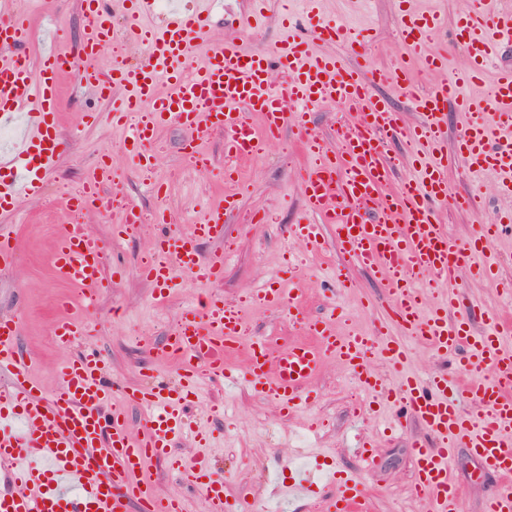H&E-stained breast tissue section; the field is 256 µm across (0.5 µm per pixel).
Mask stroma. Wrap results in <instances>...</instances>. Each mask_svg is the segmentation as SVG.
Segmentation results:
<instances>
[{
	"label": "stroma",
	"mask_w": 512,
	"mask_h": 512,
	"mask_svg": "<svg viewBox=\"0 0 512 512\" xmlns=\"http://www.w3.org/2000/svg\"><path fill=\"white\" fill-rule=\"evenodd\" d=\"M412 6L435 12L444 21L441 34L429 43V50L447 54L451 67L463 65L462 53L455 44L456 24L459 15L471 8V0H413ZM8 7L28 19L31 40L23 52L31 59H38L53 45L72 53L78 51L81 0H8ZM281 13V0H266L259 25L243 38L242 47L270 52L284 41L295 39L308 41L316 51L323 47L314 38L320 17L347 23L355 31L365 32L364 57L350 56L347 47L339 42L332 44V51L347 56L349 64L355 66L390 69L405 62L408 81H390L377 93L407 122H421V114L411 108L409 94L426 91L434 78L424 73L416 56L404 53L398 0H372L368 5L363 0H322L320 13L309 15L296 10L290 26L283 24ZM58 94L62 108L53 121L69 149L47 178L49 195L21 200L12 218L18 239L16 261L11 270H0V316H19L20 347L31 359L33 374L44 390L52 389L65 361L89 346L104 355L112 380L121 385L133 387L151 379L176 381L177 369L163 354L167 340L164 321L182 313L200 296L218 295L241 304L249 336L270 338L275 347L302 338V327L291 321L287 312L249 300L272 277L282 288L303 289L306 316L314 319L331 315L338 334L355 331L373 336L382 328L388 335L400 336V328L387 319L389 307L378 274L357 267L351 258L343 256L331 237V228L323 230L327 241L322 250L300 246L294 261H287V230L308 215L299 174L313 163L294 128H285L264 154L238 162L239 180L229 187L224 182L227 160L220 133L198 142V150L207 155L211 165L210 171L200 172L185 156L186 136L180 126L162 127L152 147L154 168L145 181L122 151L125 128L112 125L104 116L109 103L99 99L73 72L61 78ZM286 151L291 154L287 165L281 161ZM105 163L111 164L113 177L122 180L131 203L143 211L166 208L171 221L140 225L133 235L116 242L112 239V226L119 223V213L83 214V224L108 248L105 275L112 285L99 291L91 306L79 308L88 331L62 347L52 335V325L60 314L59 300L72 294L74 287L55 275L52 249L61 225L69 219L65 201L72 188ZM153 183L161 185V195L150 191ZM229 188L238 192L240 201L224 218L223 238L200 245L205 253L223 252L222 280L182 277L180 288L174 289L166 304L156 305L152 284L138 274L151 242L163 233L188 231L206 208L222 203ZM448 190L453 195L473 193L479 198V209L474 213L449 205L439 208L440 220L450 238L459 242L466 240L477 224L498 220L512 211V195L501 194L493 179L486 177L481 183H474L461 178L453 165L448 168ZM254 213L260 215V222H247V215ZM331 264L340 270L339 278L326 275ZM347 277L352 278L353 287H344ZM456 287L464 304L473 308V333L484 331L485 310L512 315V299L470 273H462ZM407 347L408 354L401 365L389 366L372 353L367 360L369 368L391 387L408 374L422 380L442 374L452 380L459 377L460 362L467 354L463 348L447 354L438 352L420 339L409 340ZM355 384L352 373L336 357H326L309 383L314 404L292 414L258 393L243 378L230 386H205L204 399H191L186 411L193 424L209 429L212 439L205 447L191 438L181 439L173 453L204 461L209 476L223 480L228 495L245 491L261 499L273 497L270 480L283 473L286 462L307 460L309 450L318 448L331 453L345 473L361 474L371 497V512H426V504L411 496L415 467L410 444L417 438L431 441L430 432L412 417L397 418L390 402L374 405L370 414H362L349 398ZM213 405L223 406V415H211L209 408ZM395 418L402 423L401 432L383 435L385 422ZM369 437L375 441L380 465L364 473L360 470L358 444ZM454 455L453 478L460 490V512H484L485 501L500 487V480L486 472L466 449L455 448ZM146 475L160 496H189L194 500L195 512H208L205 499L181 482L168 461H152Z\"/></svg>",
	"instance_id": "stroma-1"
}]
</instances>
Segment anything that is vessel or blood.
Listing matches in <instances>:
<instances>
[{
  "instance_id": "1",
  "label": "vessel or blood",
  "mask_w": 512,
  "mask_h": 512,
  "mask_svg": "<svg viewBox=\"0 0 512 512\" xmlns=\"http://www.w3.org/2000/svg\"><path fill=\"white\" fill-rule=\"evenodd\" d=\"M124 37L143 49L132 65L116 64L104 79L94 62L112 43L113 13L107 0H81L84 17L81 51L83 78L112 101V122L125 125L124 144L140 172L152 167L150 147L157 131L170 123L188 137L214 131L224 134V154L235 159L259 156L284 127L303 134L315 163L300 175L308 210L319 223L295 224L290 241L315 249L323 246V225L334 228L343 254L356 264L380 274L381 285L402 338L338 335L327 319H305L302 289L283 290L267 281L257 291L264 306L287 311L302 323L307 339L272 351L265 338L253 337L247 348V370L262 395L296 412L310 404L307 384L327 356L337 357L357 378L363 391L380 400L395 399L404 413L422 420L441 442L429 447L413 441L415 461L413 496L427 502L430 512H458L459 488L450 473L453 457L443 443L464 437L465 448L484 467L508 481L512 478V349L505 347V326L493 310L485 311L486 330L473 335L468 317L460 314V300L449 295L428 307L427 294L416 284L418 276L452 283L463 269L494 281L482 261L484 250L501 227L483 224L463 244L449 237L437 220V207L452 203L476 211L475 195H448V167L444 163L441 128L445 106L455 100L469 121L458 139L461 169L472 176L512 177V68L503 69L486 92L461 94L460 83L481 80L496 41H512V7L490 10L475 0L463 14L457 31L466 67L458 82L445 79L421 94H412L422 123L411 125L377 96V84L391 80L387 71L350 66L332 52H316L287 42L275 54L245 52L237 39L215 40L209 35L215 0H195L194 8L180 0H130ZM163 13L161 28L147 25V17ZM401 32L407 46L418 48L433 40L443 27L440 15L403 10ZM328 42L345 43L359 53L366 40L332 20L321 27ZM29 37L24 15L0 5V121L21 119L13 150L0 152V213H14L20 198H39L44 176L68 148L52 122L61 107L57 81L73 69L70 53L53 49L31 62L21 47ZM201 63H194V56ZM335 105L355 113L357 123L340 122L335 145L309 131L311 111ZM260 124H253V116ZM402 139L414 146L416 176L393 184L387 151L390 141ZM111 165L100 167L81 194L66 206L80 214L102 200L100 186L110 178ZM237 205L235 193L224 195L221 206L208 209L189 233L163 234L154 239L139 268L157 300H165L181 274L208 281L220 280L224 256L202 253L203 240L221 237L224 216ZM106 251L102 242L80 225H63L53 252V267L63 280L88 294L104 288ZM85 324L72 317L57 319L53 334L65 346L83 335ZM242 317L223 300L209 298L188 307L180 332L168 341L167 355L179 366L180 388L165 384L128 388L108 378L106 363L94 348L85 350L60 368L52 392H44L32 377V367L18 349L16 317L0 318V377L10 384L0 393V474L9 487L0 491V512H127L129 501L141 512H191L182 496L159 497L140 475L152 460L168 458L184 480L201 483L209 512H240L241 502L228 498L220 480L200 482L198 473L170 449L184 437L206 440L205 429H188L183 405L203 394L207 382L235 379L224 359L239 345ZM425 337L434 349L448 353L467 345L472 349L465 370L467 381L457 384L467 406L449 396L448 381L436 376L427 383L404 377L397 388L367 367L375 352L390 365L402 362L406 339ZM492 378L478 376L480 367ZM143 413L140 432L130 428L127 407ZM337 492L325 512H370L369 497L360 478L336 479Z\"/></svg>"
}]
</instances>
